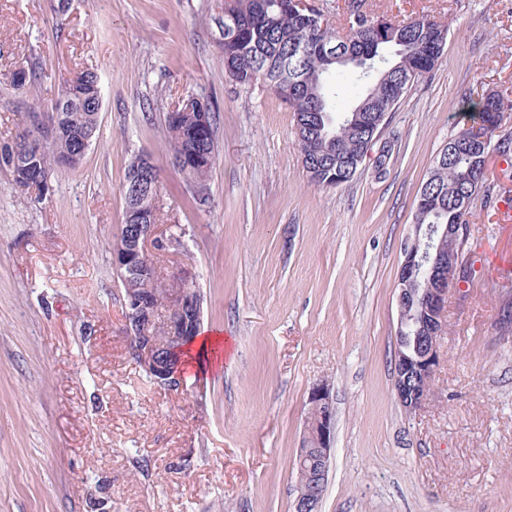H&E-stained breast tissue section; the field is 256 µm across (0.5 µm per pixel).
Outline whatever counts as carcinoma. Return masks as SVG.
<instances>
[{"mask_svg": "<svg viewBox=\"0 0 512 512\" xmlns=\"http://www.w3.org/2000/svg\"><path fill=\"white\" fill-rule=\"evenodd\" d=\"M237 35L224 43V60L231 65L229 76L236 84L251 87L264 83L271 91L290 89L283 102L293 112L298 141L313 143L318 148L314 167L306 169L309 180L323 187H338L340 178L329 151L355 156L366 147L370 135L367 120L386 116L393 111L408 88L441 61L449 28L424 16L410 19L375 17L369 13L347 14L349 33L340 34L333 26L317 27L299 15L292 0H236ZM367 58L360 70L366 82L354 107H363L361 120L352 122V111L333 115L331 104L342 89L329 81L331 73L344 65L331 60L327 49ZM196 98L181 100L174 111L180 120L165 122L166 147L173 160L194 152L215 150V138L199 142L192 134L194 118L189 105ZM480 128L487 140L476 142L473 131L460 132L448 141L447 159L433 166L431 179L421 192L439 205L416 209L418 224H465L469 204L479 193L486 170V157L495 152L512 164V138L493 140L503 112L512 109V101L499 94H489L475 104ZM65 124L80 132H100L99 110L85 107L81 112H65ZM42 130L35 126L18 132L13 143L0 147V168L13 177L19 191L47 184L48 171L57 156L73 153L79 143L67 136L50 141L41 140ZM463 240L448 245V275L463 264Z\"/></svg>", "mask_w": 512, "mask_h": 512, "instance_id": "cac0c4a2", "label": "carcinoma"}]
</instances>
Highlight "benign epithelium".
<instances>
[{
  "label": "benign epithelium",
  "mask_w": 512,
  "mask_h": 512,
  "mask_svg": "<svg viewBox=\"0 0 512 512\" xmlns=\"http://www.w3.org/2000/svg\"><path fill=\"white\" fill-rule=\"evenodd\" d=\"M320 27L331 23L324 13H311L310 0H292ZM237 12L224 4V35L236 37ZM130 194L146 205L127 210L124 232L111 249L112 269L124 290L125 333L130 357L153 380L170 389L181 385L182 353L196 338L202 317L195 274L182 268L165 279L152 263L150 247L161 248L159 225L152 223L158 176L152 157L139 155L130 178ZM464 236V228L448 224H415L404 242L398 277L397 348L394 390L409 413L430 403L432 381L440 364L439 339L448 310V240ZM306 433L296 449L297 485L293 512H318L327 481L334 442L336 408L328 384L313 386L308 399Z\"/></svg>",
  "instance_id": "obj_1"
}]
</instances>
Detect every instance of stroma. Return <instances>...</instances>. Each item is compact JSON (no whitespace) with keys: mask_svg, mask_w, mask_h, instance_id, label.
<instances>
[{"mask_svg":"<svg viewBox=\"0 0 512 512\" xmlns=\"http://www.w3.org/2000/svg\"><path fill=\"white\" fill-rule=\"evenodd\" d=\"M0 0V144L73 77H101L100 135L38 200L0 169V512H293L312 387L335 443L320 512H512V166L490 154L467 217L427 408L393 390L397 281L422 185L472 105L512 93V0H367L450 28L354 178L309 182L293 114L224 69V0ZM39 67L35 84L6 77ZM217 112L203 193L172 165L166 112ZM152 156L219 363L160 387L130 358L111 263L131 156Z\"/></svg>","mask_w":512,"mask_h":512,"instance_id":"1","label":"stroma"}]
</instances>
